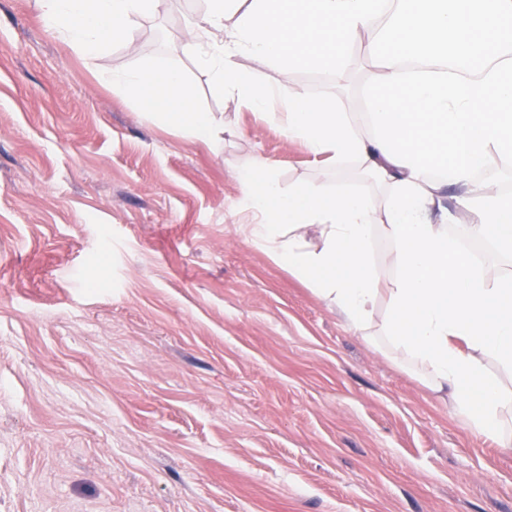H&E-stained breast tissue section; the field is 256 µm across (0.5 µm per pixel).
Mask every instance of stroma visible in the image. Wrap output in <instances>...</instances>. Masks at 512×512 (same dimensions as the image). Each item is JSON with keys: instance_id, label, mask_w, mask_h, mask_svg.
<instances>
[{"instance_id": "obj_1", "label": "stroma", "mask_w": 512, "mask_h": 512, "mask_svg": "<svg viewBox=\"0 0 512 512\" xmlns=\"http://www.w3.org/2000/svg\"><path fill=\"white\" fill-rule=\"evenodd\" d=\"M195 0L88 60L0 0V512H512V453L243 238L238 168L353 191L184 50ZM223 152L142 118L100 73L159 52ZM365 42L280 94L357 112Z\"/></svg>"}]
</instances>
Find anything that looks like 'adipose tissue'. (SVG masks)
Here are the masks:
<instances>
[{"instance_id":"ef3b65f1","label":"adipose tissue","mask_w":512,"mask_h":512,"mask_svg":"<svg viewBox=\"0 0 512 512\" xmlns=\"http://www.w3.org/2000/svg\"><path fill=\"white\" fill-rule=\"evenodd\" d=\"M184 45L214 86L281 123L290 139L386 197L282 189L263 162L240 171L246 240L269 250L364 331L386 304L383 338L418 364L476 436L503 437L512 397L487 360L512 371V276L488 277L448 226L444 187L459 189L471 220L462 236L512 257V193L481 178L512 157V0H200ZM386 27H377V20ZM367 40L376 73L352 118L338 99L299 90L281 98L272 68H338ZM250 67L239 65V58ZM322 245L307 248L309 229ZM391 248L376 261L374 229Z\"/></svg>"}]
</instances>
